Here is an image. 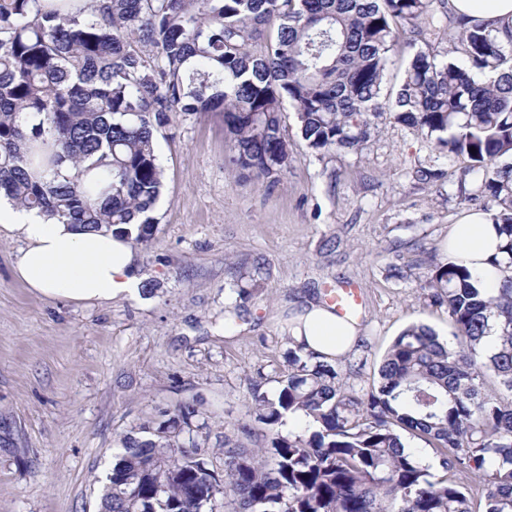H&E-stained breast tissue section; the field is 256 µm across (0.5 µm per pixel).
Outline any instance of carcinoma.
<instances>
[{"label": "carcinoma", "instance_id": "cac0c4a2", "mask_svg": "<svg viewBox=\"0 0 512 512\" xmlns=\"http://www.w3.org/2000/svg\"><path fill=\"white\" fill-rule=\"evenodd\" d=\"M268 32L260 51L252 42ZM420 41L388 107L390 53ZM466 63L439 58L441 37ZM291 105L318 153L359 151L386 113L490 203L502 273L487 294L460 257L424 288L452 340L407 326L366 397L292 344L273 394L224 437V474L202 449L197 399L119 438L100 512H512V30L448 15V0H0V198L87 229L154 239L170 113H224L225 164L258 180L288 170ZM302 416V434L282 432ZM429 446L439 474L408 449Z\"/></svg>", "mask_w": 512, "mask_h": 512}]
</instances>
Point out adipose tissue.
I'll list each match as a JSON object with an SVG mask.
<instances>
[{"label":"adipose tissue","instance_id":"adipose-tissue-1","mask_svg":"<svg viewBox=\"0 0 512 512\" xmlns=\"http://www.w3.org/2000/svg\"><path fill=\"white\" fill-rule=\"evenodd\" d=\"M457 14L476 17L496 30L512 28V0H450ZM16 234L23 246L13 263V274L26 287L54 298L75 302L109 301L140 291L138 256L127 237L109 231H89L63 224L36 211L14 208L0 199V230ZM500 240L488 213L471 211L451 225L445 251L465 257L481 272L482 287L498 285V273L489 261ZM358 326L338 315L332 304L307 301L293 318L291 336L305 351L336 359L355 346Z\"/></svg>","mask_w":512,"mask_h":512}]
</instances>
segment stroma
Masks as SVG:
<instances>
[{"label": "stroma", "mask_w": 512, "mask_h": 512, "mask_svg": "<svg viewBox=\"0 0 512 512\" xmlns=\"http://www.w3.org/2000/svg\"><path fill=\"white\" fill-rule=\"evenodd\" d=\"M170 118L157 135L159 224L137 249L153 292L36 294L12 273L19 240L0 233V512H98L118 435L196 397L209 412L207 458L223 471L220 446L249 417V380L271 392L287 369L292 303L358 288L365 344L342 373L361 396L407 326L452 334L423 280L445 259L451 224L483 207L462 197L463 159L436 157L420 132L385 118L361 152L321 156L292 122L288 171L270 183L226 165L223 113ZM228 307L241 315L231 332Z\"/></svg>", "instance_id": "obj_1"}]
</instances>
